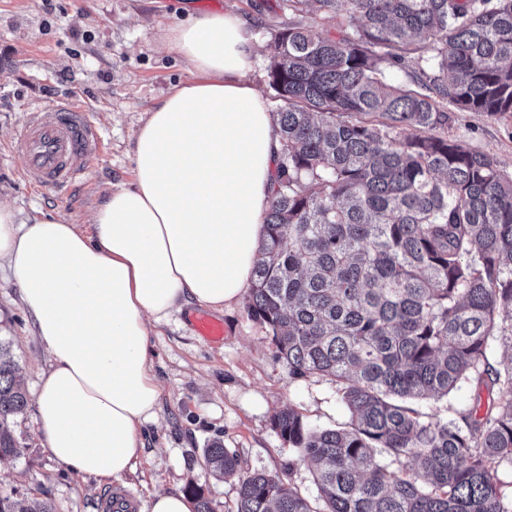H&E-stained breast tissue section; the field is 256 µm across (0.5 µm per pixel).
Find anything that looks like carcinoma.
Returning <instances> with one entry per match:
<instances>
[{"instance_id": "1", "label": "carcinoma", "mask_w": 512, "mask_h": 512, "mask_svg": "<svg viewBox=\"0 0 512 512\" xmlns=\"http://www.w3.org/2000/svg\"><path fill=\"white\" fill-rule=\"evenodd\" d=\"M338 35L290 22L266 73L282 151L247 310L297 377L336 384L346 429L294 409L272 427L315 473L316 499L277 473L237 478L233 512H512V178L445 133L454 112L512 113V0H288ZM400 73L401 80L391 74ZM504 341L508 363L487 352ZM0 345V462L21 456L10 423L27 397ZM496 393L451 420L418 400L463 384ZM387 455L399 463L383 462ZM195 512H213L201 488ZM0 512H54L0 496Z\"/></svg>"}]
</instances>
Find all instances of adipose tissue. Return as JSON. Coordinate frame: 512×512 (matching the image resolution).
Here are the masks:
<instances>
[{
	"mask_svg": "<svg viewBox=\"0 0 512 512\" xmlns=\"http://www.w3.org/2000/svg\"><path fill=\"white\" fill-rule=\"evenodd\" d=\"M169 44L197 71L157 103L135 140L134 182L89 229L18 222L0 202V260L50 355L36 398L46 446L76 473L134 468L159 388L147 320L239 301L253 278L279 152L272 114L248 79L253 37L236 14L203 13Z\"/></svg>",
	"mask_w": 512,
	"mask_h": 512,
	"instance_id": "obj_1",
	"label": "adipose tissue"
}]
</instances>
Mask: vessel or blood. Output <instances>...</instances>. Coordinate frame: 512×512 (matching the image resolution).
I'll list each match as a JSON object with an SVG mask.
<instances>
[{
	"instance_id": "obj_1",
	"label": "vessel or blood",
	"mask_w": 512,
	"mask_h": 512,
	"mask_svg": "<svg viewBox=\"0 0 512 512\" xmlns=\"http://www.w3.org/2000/svg\"><path fill=\"white\" fill-rule=\"evenodd\" d=\"M10 149L22 160L25 181L63 193L100 158L102 140L91 114L78 101H53L28 113Z\"/></svg>"
}]
</instances>
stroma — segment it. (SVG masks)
Masks as SVG:
<instances>
[{
  "label": "stroma",
  "mask_w": 512,
  "mask_h": 512,
  "mask_svg": "<svg viewBox=\"0 0 512 512\" xmlns=\"http://www.w3.org/2000/svg\"><path fill=\"white\" fill-rule=\"evenodd\" d=\"M227 11L245 20L254 37L249 79L266 101L272 96L266 46L274 36L295 20L315 24L322 35L336 26L332 19L293 14L287 0H0V200L13 206L18 220L55 216L85 227L112 191L131 186L134 141L147 112L172 87L197 77L169 49L171 28L192 12ZM66 98L92 113L104 149L81 182L60 195L26 183L8 147L32 107ZM448 133L492 156L512 176V116L458 112ZM207 312L195 304L150 324L149 358L160 391L157 420L142 425L144 454L115 486L135 495L138 512H148L154 491L181 493L191 483L203 489L214 512H230L236 480L213 476L203 461L205 448L218 441L236 453L242 472H277L315 496L311 471L298 463L296 450L276 434L271 419L291 407L318 428L346 426L349 416L335 385L318 376L292 377L265 328L249 316L246 301L218 312L224 323L219 342L203 339L193 327ZM0 343L9 346L29 397L12 426L23 453L0 464V496L47 500L56 512H100V499L113 485L75 474L44 446L34 397L50 360L5 265ZM476 401L489 407L493 395L467 384L446 400L418 408L450 420Z\"/></svg>",
  "instance_id": "35a3bbf8"
}]
</instances>
